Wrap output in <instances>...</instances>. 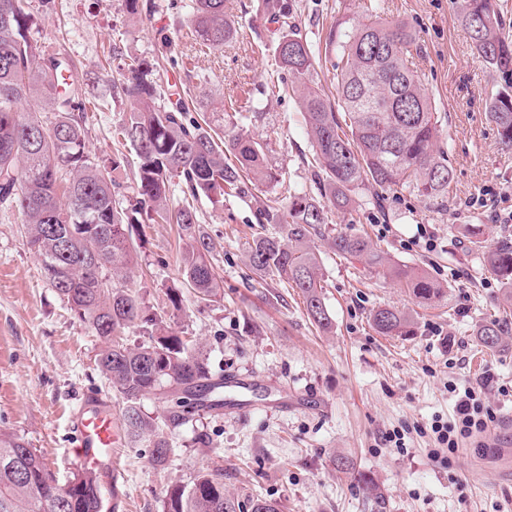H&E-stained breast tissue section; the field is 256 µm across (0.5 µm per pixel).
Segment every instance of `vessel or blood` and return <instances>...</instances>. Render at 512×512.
Segmentation results:
<instances>
[{
	"label": "vessel or blood",
	"instance_id": "vessel-or-blood-1",
	"mask_svg": "<svg viewBox=\"0 0 512 512\" xmlns=\"http://www.w3.org/2000/svg\"><path fill=\"white\" fill-rule=\"evenodd\" d=\"M72 422L75 431L73 453L78 464L118 476L119 470L113 456L117 430L109 401L100 396L87 399L73 416Z\"/></svg>",
	"mask_w": 512,
	"mask_h": 512
}]
</instances>
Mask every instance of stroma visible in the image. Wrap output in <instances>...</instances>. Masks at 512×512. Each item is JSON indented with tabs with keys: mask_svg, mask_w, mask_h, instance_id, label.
<instances>
[{
	"mask_svg": "<svg viewBox=\"0 0 512 512\" xmlns=\"http://www.w3.org/2000/svg\"><path fill=\"white\" fill-rule=\"evenodd\" d=\"M186 2L140 0L132 15L123 0H55L38 42L42 54L65 57L93 79L85 112L91 160L108 164L130 152L115 134L126 114L112 78L136 58L165 102H186L198 121L263 143L280 179L251 196H225L220 209L198 201L223 283L217 299L199 300L182 286L177 225L146 224L133 236L132 290L207 359L212 378L231 376L250 388L245 408H198L179 424L169 419L171 396H143L142 412L172 451L157 466L150 440L122 439L119 479L100 475L104 502L111 512H161L170 484L219 470L226 491L277 501L282 512H512V396L498 393L512 385V337L493 351L477 342V326L504 313L502 288L482 252L456 233L458 225H478L490 247L512 235V223L493 217L497 209L512 212V150L501 147L487 110L501 85L474 54L454 0H285L299 35L319 55L313 80L328 90L340 53L326 40L337 24L364 21L375 9L408 25L422 48L417 67L445 122L441 144L453 168L442 203L407 189L381 198L366 186L348 210L326 206L328 223L367 237L393 262L427 268L447 291L418 303L390 276L317 242L334 320L329 334L309 320L296 289L260 278L245 258L266 199L284 185L315 188L299 99L275 87L282 23L255 18L253 0H225L236 34L223 48L203 51L186 35ZM173 287L181 293L177 310L167 306ZM388 305L413 314L414 335L376 333L371 315ZM103 346L42 275L21 215L0 208V429L23 437L62 479L77 469L72 417L82 398L105 393L113 416L123 414L122 397L96 365ZM452 382L485 384L498 416L489 435L462 440L453 455L436 449L428 431L433 418L454 416ZM287 394L321 406H282ZM396 430L404 447L384 442ZM340 457L352 470L337 468ZM371 482L378 495L368 493Z\"/></svg>",
	"mask_w": 512,
	"mask_h": 512,
	"instance_id": "stroma-1",
	"label": "stroma"
}]
</instances>
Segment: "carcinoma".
Segmentation results:
<instances>
[{"instance_id":"obj_1","label":"carcinoma","mask_w":512,"mask_h":512,"mask_svg":"<svg viewBox=\"0 0 512 512\" xmlns=\"http://www.w3.org/2000/svg\"><path fill=\"white\" fill-rule=\"evenodd\" d=\"M52 2L39 0L38 15L33 0H0L10 5L8 19L0 18V205L22 215L26 243L39 257L45 279H70L56 292L104 339L97 365L125 400L124 428L131 437H151V461L163 465L170 443L141 412V397L166 384L202 406L220 407L224 384L211 381L208 363L170 333L163 320L143 316L139 296L128 287L132 233L139 224L178 225L186 237L184 283L209 301L221 285L210 240L198 229L196 202L204 197L222 208L226 191L245 195L278 178L266 167L259 142L235 131L221 137L187 119L182 104H161L158 85L134 60L112 84L127 108L120 135L137 159L130 207H117V196L127 188L119 178L121 161L101 165L86 151L84 78L69 63L38 52L34 34ZM268 13L286 18L288 7L281 0H261L256 14ZM460 19L475 53L506 85L490 99L489 117L501 146L512 150V38L503 33L497 0H461ZM190 34L209 50L224 47L237 34L224 18V0H192ZM328 44L343 61L335 102L312 84L316 60L295 26L284 27L277 45L280 68L288 74V80L278 82V91L299 96L318 194L285 189L287 205L259 211V223L277 230L253 236L245 247L254 271L300 290L308 318L324 332L332 331L333 318L325 303L317 240L328 239L338 254L396 277L421 303L444 291L428 272L401 267L366 239L330 228L323 201L344 210L365 185L382 194L400 187L443 200L453 177L448 156L438 146L441 115L416 65L421 47L414 33L402 22L372 15L351 26L338 24ZM26 104L33 108L20 112ZM40 130L49 140L32 142V133ZM229 154L236 163L227 162ZM175 177L182 198L174 206ZM96 255L103 263L92 271L90 260ZM485 262L500 280L505 302L512 304V239L489 249ZM371 321L383 336L415 333L413 316L394 307L378 308ZM139 322L147 325V336L130 347L124 335ZM511 335L512 322L506 318L486 321L476 332L479 344L492 351ZM101 506L96 472L79 470L62 483L23 437L0 431V512H101ZM162 512L281 510L273 501L228 493L224 474L201 471L167 488Z\"/></svg>"}]
</instances>
